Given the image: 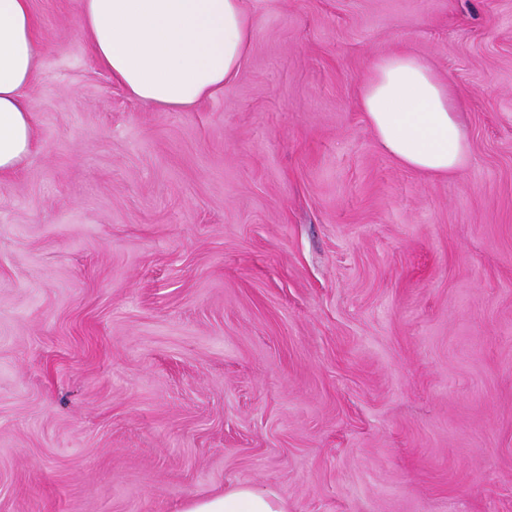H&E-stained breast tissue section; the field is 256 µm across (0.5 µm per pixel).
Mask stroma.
<instances>
[{
    "label": "stroma",
    "instance_id": "35a3bbf8",
    "mask_svg": "<svg viewBox=\"0 0 512 512\" xmlns=\"http://www.w3.org/2000/svg\"><path fill=\"white\" fill-rule=\"evenodd\" d=\"M238 78L136 103L38 21L0 177V512H512V0H243ZM463 101L462 170L380 146L372 64ZM178 512H287L278 496L257 491L248 485L196 498Z\"/></svg>",
    "mask_w": 512,
    "mask_h": 512
}]
</instances>
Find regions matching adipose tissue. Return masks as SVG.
Returning <instances> with one entry per match:
<instances>
[{
	"label": "adipose tissue",
	"instance_id": "obj_1",
	"mask_svg": "<svg viewBox=\"0 0 512 512\" xmlns=\"http://www.w3.org/2000/svg\"><path fill=\"white\" fill-rule=\"evenodd\" d=\"M80 25L97 64L136 102L194 107L235 81L252 37L242 0H80ZM37 23L30 0H0V175L32 149ZM360 103L384 149L428 174L459 171L468 147L448 83L421 57L380 58ZM180 512H286L275 493L242 485L196 498Z\"/></svg>",
	"mask_w": 512,
	"mask_h": 512
}]
</instances>
